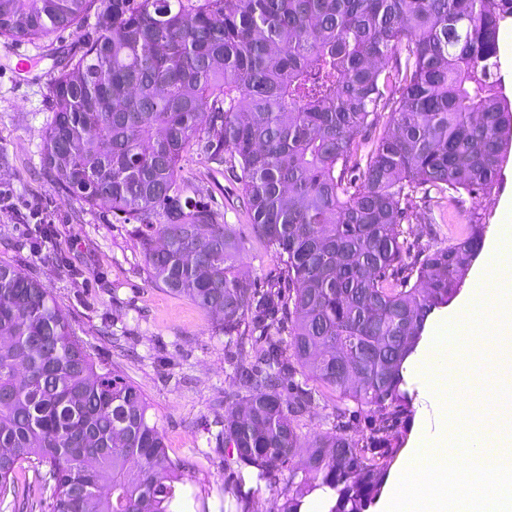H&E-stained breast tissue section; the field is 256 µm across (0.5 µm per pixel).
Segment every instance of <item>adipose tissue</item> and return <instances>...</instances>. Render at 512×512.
Masks as SVG:
<instances>
[{
    "label": "adipose tissue",
    "mask_w": 512,
    "mask_h": 512,
    "mask_svg": "<svg viewBox=\"0 0 512 512\" xmlns=\"http://www.w3.org/2000/svg\"><path fill=\"white\" fill-rule=\"evenodd\" d=\"M475 289L463 306L464 317L452 316L440 326L434 346L439 355L434 372L455 383L464 378L474 362L486 356V339L495 335V315L512 319V281L479 274ZM483 422L478 435L465 438L462 421L446 419L440 431L424 438L410 453L407 465L395 480V489L383 512H512V467L506 466V453L495 449L506 430L497 411L483 409ZM459 447L460 452L448 456L437 470L419 479H412L413 466L429 449ZM493 470L490 484L483 491L449 500L448 494L457 486L460 476L473 469Z\"/></svg>",
    "instance_id": "adipose-tissue-1"
}]
</instances>
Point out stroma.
<instances>
[{
    "label": "stroma",
    "mask_w": 512,
    "mask_h": 512,
    "mask_svg": "<svg viewBox=\"0 0 512 512\" xmlns=\"http://www.w3.org/2000/svg\"><path fill=\"white\" fill-rule=\"evenodd\" d=\"M84 39L81 28L36 42L0 39V261L21 265L50 289L95 359L143 392L170 458L182 466L183 512H196L200 497L207 512H224V483L233 470L217 437L215 405L224 397L231 368L223 339L212 334L214 316L151 283L131 222L110 204L90 207L62 192L41 163L52 119L54 63L80 55ZM22 54L33 59L24 71L17 67ZM502 175L495 194L466 195L453 206L414 193L410 220L400 226L403 237L435 250L446 246L475 212L485 226V240H492L502 222V203L512 197V157ZM181 182L188 195L235 225L244 244L243 275L261 284L278 277L277 259L251 231L238 183L205 167L192 153L181 163ZM431 349L430 341H423L408 369L412 400L397 428L400 446L391 479L409 451L439 431L444 416L465 417L471 408L501 404L499 380L488 372L464 390L436 391L424 371Z\"/></svg>",
    "instance_id": "35a3bbf8"
}]
</instances>
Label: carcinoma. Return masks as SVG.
Segmentation results:
<instances>
[{
  "mask_svg": "<svg viewBox=\"0 0 512 512\" xmlns=\"http://www.w3.org/2000/svg\"><path fill=\"white\" fill-rule=\"evenodd\" d=\"M91 14L83 53L55 64L41 161L60 189L135 221L152 282L219 316L232 375L218 437L237 465L224 499L238 508L244 476L271 488L286 469L277 512H310L317 491L326 512H367L411 400L405 364L484 234L474 216L406 264L398 226L419 190L452 202L498 185L512 0H0V37L34 42ZM385 117L393 131L369 138ZM189 152L239 181L280 277L240 275L236 228L181 188ZM0 334V506H20L27 464L47 467L49 512H178L179 465L146 397L2 261ZM328 393L356 409L302 441Z\"/></svg>",
  "mask_w": 512,
  "mask_h": 512,
  "instance_id": "carcinoma-1",
  "label": "carcinoma"
}]
</instances>
